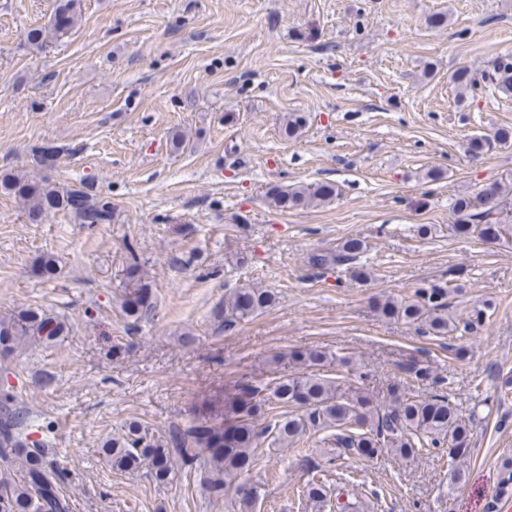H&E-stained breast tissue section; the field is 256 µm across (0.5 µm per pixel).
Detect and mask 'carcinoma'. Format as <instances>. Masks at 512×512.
I'll use <instances>...</instances> for the list:
<instances>
[{
	"label": "carcinoma",
	"instance_id": "obj_1",
	"mask_svg": "<svg viewBox=\"0 0 512 512\" xmlns=\"http://www.w3.org/2000/svg\"><path fill=\"white\" fill-rule=\"evenodd\" d=\"M52 31L58 37L76 27L80 0H56ZM452 82L460 96L474 90L478 82L512 95V56L498 57L492 66L476 78L467 68L455 71ZM0 192L19 199L27 219L41 222L51 210L74 213L83 224L112 222L110 203L83 190L59 188L47 179L29 181L12 173L0 174ZM336 185L321 182L267 192L271 206L286 211L321 205L335 198ZM512 204V182H496L481 194L462 196L454 203L457 236L477 235L500 241L509 237V227L501 215ZM365 242L348 238L336 251L313 252L310 266L329 271L349 266L359 280L369 277L368 268L359 263ZM130 266L121 300V310L136 320L152 310L151 288L136 274L139 256L135 246H126ZM462 289L448 282L432 281L415 289L412 296H385L377 301V312L387 318L412 324L423 336L445 338L476 331L486 319V309L475 307L466 315L452 311L449 299ZM275 303V295L258 286L239 288L224 298L220 317L224 326L247 321ZM69 328L57 315L42 309H23L0 316V356L9 358L37 347L54 345L68 335ZM292 359L308 368L324 367L334 355L318 348L295 351ZM400 377L386 388L385 404L369 396L344 391L337 381L318 374L288 377L265 385L246 383L240 387L235 404V422L229 427L209 421L155 435L137 421L127 430L103 443L107 464L118 471L147 466L153 480L169 482L185 467L200 463L206 483L216 496L232 490L235 512H254V488L239 482L251 470L260 439L270 440L274 448H292L313 431L334 429L336 449L373 458L391 451L409 459L427 448L448 449L450 478L448 492L462 480L457 464L469 451L470 429L441 388L419 399L409 393L410 381L432 378L429 366L416 359L397 364ZM291 408L288 413L273 414V406ZM300 410L296 414L292 409ZM38 430L28 410L18 405V395L9 390L0 394V512H71L65 493L68 472L43 441L29 440Z\"/></svg>",
	"mask_w": 512,
	"mask_h": 512
}]
</instances>
